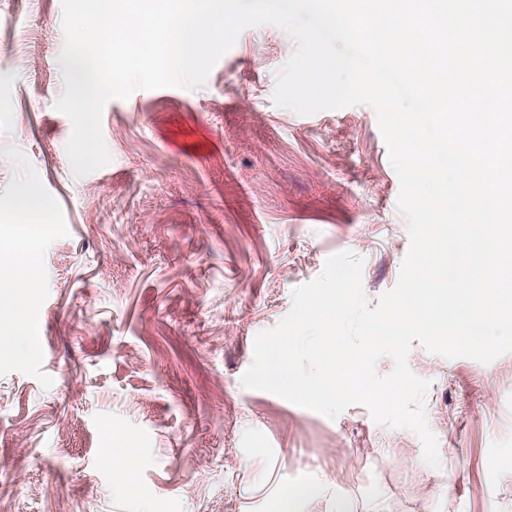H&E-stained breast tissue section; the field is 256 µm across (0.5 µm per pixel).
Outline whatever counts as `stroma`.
I'll list each match as a JSON object with an SVG mask.
<instances>
[{
	"label": "stroma",
	"mask_w": 512,
	"mask_h": 512,
	"mask_svg": "<svg viewBox=\"0 0 512 512\" xmlns=\"http://www.w3.org/2000/svg\"><path fill=\"white\" fill-rule=\"evenodd\" d=\"M60 0H0V148L17 145L68 235L45 256L43 388L0 377V512H512V354L484 366L413 345L440 465L354 405L336 419L243 388L254 339L331 255L369 300L409 249L400 185L366 105L273 101L295 44L242 33L205 85L110 100V162L65 146ZM136 453V494L115 460Z\"/></svg>",
	"instance_id": "35a3bbf8"
}]
</instances>
